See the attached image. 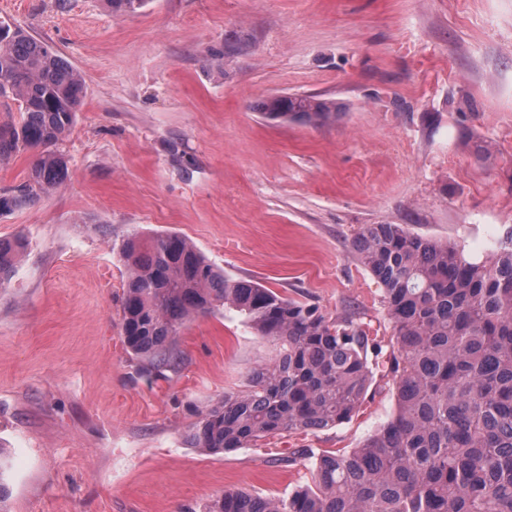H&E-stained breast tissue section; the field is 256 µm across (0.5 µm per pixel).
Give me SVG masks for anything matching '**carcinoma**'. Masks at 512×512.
Masks as SVG:
<instances>
[{
    "mask_svg": "<svg viewBox=\"0 0 512 512\" xmlns=\"http://www.w3.org/2000/svg\"><path fill=\"white\" fill-rule=\"evenodd\" d=\"M135 13L147 0H107ZM84 80L43 42L0 23V101L19 124L0 126V161L36 151L27 181L0 196V212L58 188L67 175L57 145L82 104ZM272 121L324 124L341 105L310 95L261 102ZM28 243L0 239V286ZM360 262L383 285L392 324L387 340L352 318L330 320L318 308L258 283L234 280L183 235L131 236L121 246L129 275L122 300L125 343L156 369L178 361V336L195 316L235 309L255 333L281 342L251 372L247 391L201 414L185 435L217 454L268 436L332 428L359 413L375 371L392 381L396 410L349 452L315 456L316 486L288 499L227 491L207 512H512V231L489 257L368 224L354 241ZM387 352L379 370L368 353Z\"/></svg>",
    "mask_w": 512,
    "mask_h": 512,
    "instance_id": "obj_1",
    "label": "carcinoma"
}]
</instances>
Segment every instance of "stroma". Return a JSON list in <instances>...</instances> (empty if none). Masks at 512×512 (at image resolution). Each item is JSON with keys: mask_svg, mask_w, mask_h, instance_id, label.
Segmentation results:
<instances>
[{"mask_svg": "<svg viewBox=\"0 0 512 512\" xmlns=\"http://www.w3.org/2000/svg\"><path fill=\"white\" fill-rule=\"evenodd\" d=\"M84 77L67 177L0 213L25 237L0 287V512H206L312 485L290 453L352 450L395 411L374 379L347 423L212 454L185 434L276 342L238 313L182 328L175 368L126 346L130 236L172 231L225 274L390 336L353 242L400 224L484 258L512 230V0H0ZM341 103L323 125L262 100ZM342 106L333 99L310 95H281L264 99L260 111L266 119L280 122L324 124L336 119Z\"/></svg>", "mask_w": 512, "mask_h": 512, "instance_id": "1", "label": "stroma"}]
</instances>
